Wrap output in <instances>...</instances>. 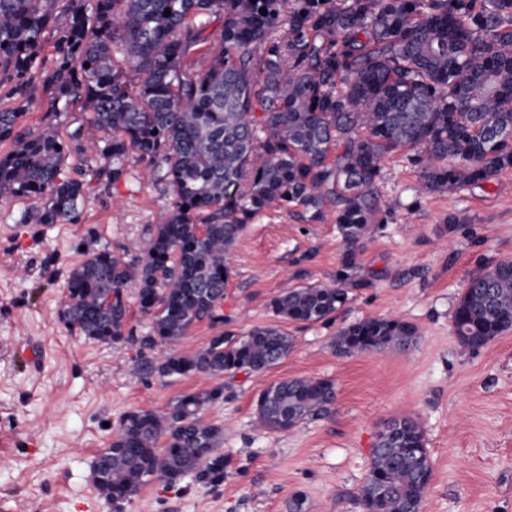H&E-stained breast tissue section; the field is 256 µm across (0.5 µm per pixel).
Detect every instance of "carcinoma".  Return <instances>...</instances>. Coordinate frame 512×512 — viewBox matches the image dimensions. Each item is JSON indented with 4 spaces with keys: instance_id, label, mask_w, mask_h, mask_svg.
Returning a JSON list of instances; mask_svg holds the SVG:
<instances>
[{
    "instance_id": "obj_1",
    "label": "carcinoma",
    "mask_w": 512,
    "mask_h": 512,
    "mask_svg": "<svg viewBox=\"0 0 512 512\" xmlns=\"http://www.w3.org/2000/svg\"><path fill=\"white\" fill-rule=\"evenodd\" d=\"M55 2L0 0V81L20 101L0 112V142L14 145L0 156V199L47 198L29 224L73 220L85 187L63 176L68 153L95 154L113 182L129 155L148 161L173 202L140 256L104 247L69 271L60 319L89 340L120 341L123 288L135 284L151 320L138 343L163 348L149 366L160 377L263 373L294 349L274 325L244 336L220 328L227 257L256 215L298 206L310 224L336 207L348 245L336 284L290 288L271 302L276 317L316 323L345 304L347 269L387 213L376 190L386 155L407 153L420 195L481 188L512 169V0H68L45 71L57 101L91 112L68 142L20 126ZM200 15L221 23L220 42L206 68L193 70L187 62L209 41ZM204 320L216 329L208 346L182 351ZM511 328L512 258H504L468 278L453 330L474 351ZM415 335L403 320L369 317L343 328L335 345L362 355ZM223 397L224 386H213L162 412L123 415L94 462L104 501L120 512L148 482L186 476L222 486L223 428L202 413ZM335 401L329 379L281 380L258 396L255 422L286 433ZM432 476L424 428L402 415L378 434L356 498L363 512H420Z\"/></svg>"
}]
</instances>
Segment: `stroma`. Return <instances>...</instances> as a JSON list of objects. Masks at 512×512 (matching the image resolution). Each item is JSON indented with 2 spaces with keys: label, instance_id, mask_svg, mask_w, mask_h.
<instances>
[{
  "label": "stroma",
  "instance_id": "1",
  "mask_svg": "<svg viewBox=\"0 0 512 512\" xmlns=\"http://www.w3.org/2000/svg\"><path fill=\"white\" fill-rule=\"evenodd\" d=\"M30 91L21 124L32 131L66 139L88 117L80 105L54 101L42 68L32 70ZM98 166L89 154L65 157L64 174L87 183L76 221L28 224L38 199L0 201V438L9 440L0 446V512H112L91 467L121 416L167 409L212 385L224 388L223 400L204 412L224 430L223 485L150 482L122 512H289L298 491L306 512H361L353 493L377 434L404 412L420 418L433 469L421 512H512V329L465 351L452 325L468 277L512 256V170L481 188L419 198L416 168L405 153L389 155L378 190L397 207L360 248L346 305L314 324L277 320L270 302L285 289L335 280L346 250L335 210L315 224L295 207L257 216L234 247L224 328L242 335L274 324L296 346L262 375L207 381L149 373L151 353L135 342L149 330L135 288L124 291L133 341L100 344L60 321L69 271L103 247L138 254L156 214L174 200L148 162L128 158L115 183L97 175ZM452 215L462 219L453 228ZM366 317L412 324V345L359 356L336 351L341 328ZM295 377L333 380L332 413L283 434L257 431L260 392Z\"/></svg>",
  "mask_w": 512,
  "mask_h": 512
}]
</instances>
